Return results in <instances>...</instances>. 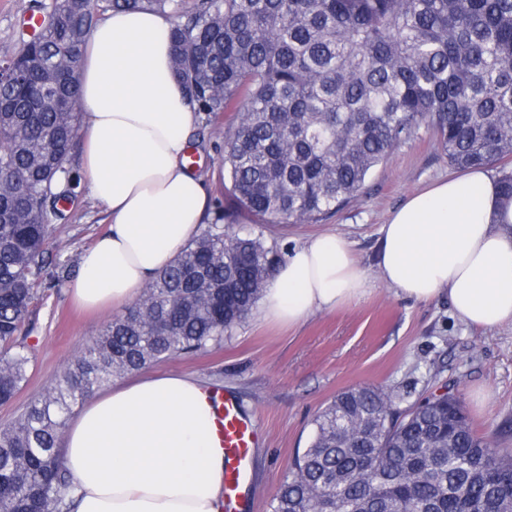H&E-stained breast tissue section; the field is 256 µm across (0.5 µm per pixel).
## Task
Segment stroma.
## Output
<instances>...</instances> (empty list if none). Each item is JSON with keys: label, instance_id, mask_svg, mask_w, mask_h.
<instances>
[{"label": "stroma", "instance_id": "35a3bbf8", "mask_svg": "<svg viewBox=\"0 0 512 512\" xmlns=\"http://www.w3.org/2000/svg\"><path fill=\"white\" fill-rule=\"evenodd\" d=\"M34 0H0V60L14 56L27 31L22 19ZM232 113L198 128L205 149L193 168L205 184L209 204L227 200L224 165L217 145ZM430 128L399 145L366 178L358 195L318 224H266L267 243L281 257L321 232L342 234L370 279L361 301L312 312L288 327L263 322L252 312L220 346L195 356L151 365L154 373L186 374L233 393L258 432L251 480L237 512H271V502L296 451L308 446L313 420L339 391L377 386L399 410L455 393L476 432L491 446L512 448V325L477 331L453 317L447 297L428 302L398 297L374 265L379 230L404 200L453 174ZM74 204L57 225L52 251L59 266L77 270L83 251L106 231L104 206L86 186L74 184ZM112 318L76 310L66 287L45 289L32 316L26 343L30 378L13 403L0 406V425L37 397Z\"/></svg>", "mask_w": 512, "mask_h": 512}]
</instances>
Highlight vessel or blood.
Segmentation results:
<instances>
[{"instance_id":"1","label":"vessel or blood","mask_w":512,"mask_h":512,"mask_svg":"<svg viewBox=\"0 0 512 512\" xmlns=\"http://www.w3.org/2000/svg\"><path fill=\"white\" fill-rule=\"evenodd\" d=\"M211 404L217 442L225 456L236 461L235 467L224 473V499L231 506L250 480V451L256 447L258 435L232 394L214 391Z\"/></svg>"}]
</instances>
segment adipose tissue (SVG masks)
Instances as JSON below:
<instances>
[{
	"label": "adipose tissue",
	"instance_id": "ef3b65f1",
	"mask_svg": "<svg viewBox=\"0 0 512 512\" xmlns=\"http://www.w3.org/2000/svg\"><path fill=\"white\" fill-rule=\"evenodd\" d=\"M171 27L155 12H108L78 65L81 173L109 226L69 287L87 310L129 307L205 221L203 183L186 165L198 114L171 73ZM375 262L397 296L447 295L453 314L474 328L512 323V198L484 168L436 182L391 213ZM368 291L347 239L327 232L274 271L259 311L293 325ZM207 395L200 380L168 373L95 393L62 442L76 512H222L224 451Z\"/></svg>",
	"mask_w": 512,
	"mask_h": 512
}]
</instances>
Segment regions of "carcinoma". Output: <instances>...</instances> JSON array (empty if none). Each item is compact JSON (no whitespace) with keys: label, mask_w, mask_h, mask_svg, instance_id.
<instances>
[{"label":"carcinoma","mask_w":512,"mask_h":512,"mask_svg":"<svg viewBox=\"0 0 512 512\" xmlns=\"http://www.w3.org/2000/svg\"><path fill=\"white\" fill-rule=\"evenodd\" d=\"M0 65V405L29 379L28 326L53 226L71 197L79 89L66 63L107 10L174 18L173 73L224 133L235 207L316 224L426 126L457 168L512 154V0H56ZM228 208L0 426V512H75L61 434L121 375L219 344L280 262ZM272 512H512V448L477 435L453 394L400 414L382 389L343 390L314 419Z\"/></svg>","instance_id":"cac0c4a2"}]
</instances>
